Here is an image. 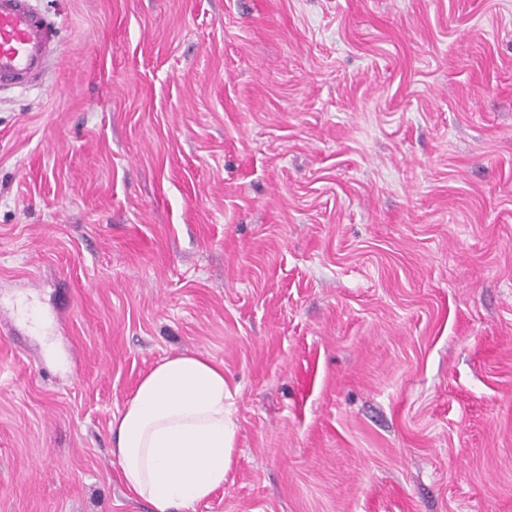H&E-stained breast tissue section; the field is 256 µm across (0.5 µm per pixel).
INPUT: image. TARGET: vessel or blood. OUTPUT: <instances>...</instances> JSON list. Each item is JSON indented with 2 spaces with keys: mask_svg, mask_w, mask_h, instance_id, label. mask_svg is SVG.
<instances>
[{
  "mask_svg": "<svg viewBox=\"0 0 512 512\" xmlns=\"http://www.w3.org/2000/svg\"><path fill=\"white\" fill-rule=\"evenodd\" d=\"M53 29L32 0H0V85L25 84L42 71Z\"/></svg>",
  "mask_w": 512,
  "mask_h": 512,
  "instance_id": "1",
  "label": "vessel or blood"
}]
</instances>
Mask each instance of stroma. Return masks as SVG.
I'll list each match as a JSON object with an SVG mask.
<instances>
[{
	"instance_id": "obj_1",
	"label": "stroma",
	"mask_w": 512,
	"mask_h": 512,
	"mask_svg": "<svg viewBox=\"0 0 512 512\" xmlns=\"http://www.w3.org/2000/svg\"><path fill=\"white\" fill-rule=\"evenodd\" d=\"M0 88V512H152L162 358L238 424L195 512H512V0H33ZM53 28L32 0H0V85L25 84L42 71L52 51Z\"/></svg>"
}]
</instances>
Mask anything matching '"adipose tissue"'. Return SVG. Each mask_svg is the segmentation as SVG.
I'll use <instances>...</instances> for the list:
<instances>
[{"label":"adipose tissue","instance_id":"adipose-tissue-1","mask_svg":"<svg viewBox=\"0 0 512 512\" xmlns=\"http://www.w3.org/2000/svg\"><path fill=\"white\" fill-rule=\"evenodd\" d=\"M237 432L223 366L181 353L155 364L113 415L112 454L154 512H194L223 487Z\"/></svg>","mask_w":512,"mask_h":512}]
</instances>
